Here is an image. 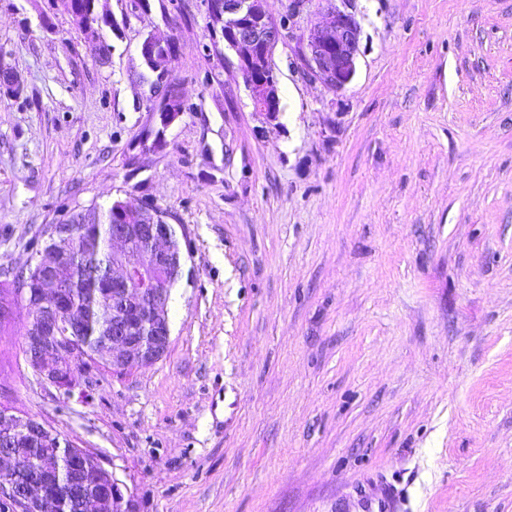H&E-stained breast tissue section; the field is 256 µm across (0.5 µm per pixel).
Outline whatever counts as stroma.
Returning a JSON list of instances; mask_svg holds the SVG:
<instances>
[{
	"label": "stroma",
	"instance_id": "stroma-1",
	"mask_svg": "<svg viewBox=\"0 0 512 512\" xmlns=\"http://www.w3.org/2000/svg\"><path fill=\"white\" fill-rule=\"evenodd\" d=\"M94 53L68 0H0V265L113 201L181 250L170 346L71 394L0 326V406L113 471L138 512H512V0H352L353 80L308 75L331 0H266L280 115L256 113L201 0H106ZM185 110L161 128L148 35Z\"/></svg>",
	"mask_w": 512,
	"mask_h": 512
}]
</instances>
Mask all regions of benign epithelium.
I'll return each instance as SVG.
<instances>
[{
	"label": "benign epithelium",
	"instance_id": "benign-epithelium-1",
	"mask_svg": "<svg viewBox=\"0 0 512 512\" xmlns=\"http://www.w3.org/2000/svg\"><path fill=\"white\" fill-rule=\"evenodd\" d=\"M99 0H90L89 12L78 9L69 0L72 24L82 30L89 42L98 38V28L86 14L99 19L112 16L98 10ZM210 26L224 32L225 47L232 50L241 75L257 72L273 63L274 51L285 38L288 21L274 20L266 10V0H204ZM360 27L347 10H336L328 29L311 27L299 38V52L308 73L334 90H341L354 78L359 52ZM175 41L149 35L140 45L142 66L151 72V85L161 89L157 109L171 125L183 112V98L176 79L166 63L179 53ZM256 111L267 119L275 118L271 104L278 101V83L254 78L245 81ZM0 88L19 94L23 84L13 71L0 70ZM126 220L102 225L107 245L106 261L93 270L101 315L97 335L101 336L94 364H103L115 373L126 371L130 363L151 366L166 354L170 343L168 302L178 276L169 274L180 267L172 257L174 228L157 207L142 203L124 204ZM75 225L55 228V241L44 250L25 275L36 278L37 287L20 289V298L37 305L38 313L25 331L24 356L27 366L39 379L68 394L77 382L76 365L86 359L82 354L85 322L73 314L69 274L71 260L67 251ZM146 246L137 251L134 243ZM31 435H40L50 444L47 461L35 475L22 481V449L18 445ZM59 436L56 430L37 419L0 408V504L9 512H58L54 488L59 481ZM69 467L83 479L100 485L93 497L81 498L82 512H137L127 498L122 483L106 470L99 458L84 448L73 446L67 456Z\"/></svg>",
	"mask_w": 512,
	"mask_h": 512
}]
</instances>
